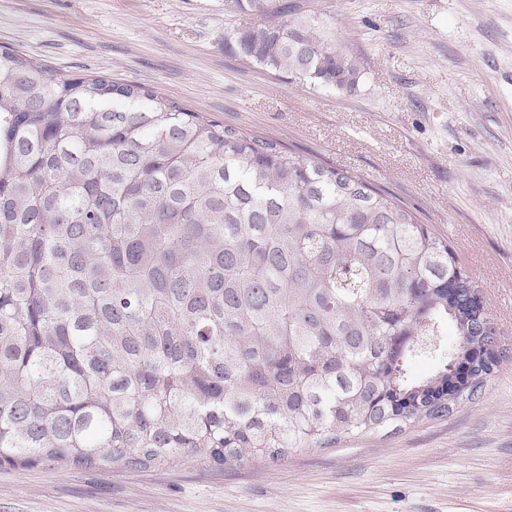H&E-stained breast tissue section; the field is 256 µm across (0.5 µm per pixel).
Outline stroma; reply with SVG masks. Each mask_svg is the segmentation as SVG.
<instances>
[{"instance_id":"35a3bbf8","label":"stroma","mask_w":512,"mask_h":512,"mask_svg":"<svg viewBox=\"0 0 512 512\" xmlns=\"http://www.w3.org/2000/svg\"><path fill=\"white\" fill-rule=\"evenodd\" d=\"M353 91L242 62L224 0H0V50L106 73L381 188L447 240L504 358L471 401L282 460L0 466V512H512V0H302Z\"/></svg>"}]
</instances>
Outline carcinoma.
Masks as SVG:
<instances>
[{
  "label": "carcinoma",
  "mask_w": 512,
  "mask_h": 512,
  "mask_svg": "<svg viewBox=\"0 0 512 512\" xmlns=\"http://www.w3.org/2000/svg\"><path fill=\"white\" fill-rule=\"evenodd\" d=\"M224 12L258 19L224 41L240 60L356 88L299 0ZM500 357L448 244L362 179L0 52V465L275 461L443 417Z\"/></svg>",
  "instance_id": "1"
}]
</instances>
